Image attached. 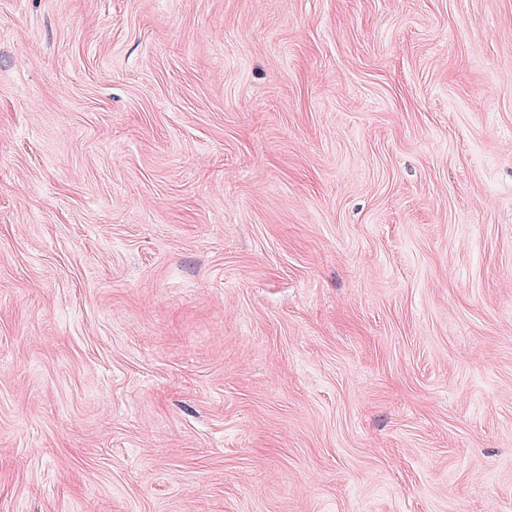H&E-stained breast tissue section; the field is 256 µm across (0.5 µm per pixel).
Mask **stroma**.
<instances>
[{
  "mask_svg": "<svg viewBox=\"0 0 512 512\" xmlns=\"http://www.w3.org/2000/svg\"><path fill=\"white\" fill-rule=\"evenodd\" d=\"M0 512H512V0H0Z\"/></svg>",
  "mask_w": 512,
  "mask_h": 512,
  "instance_id": "1",
  "label": "stroma"
}]
</instances>
